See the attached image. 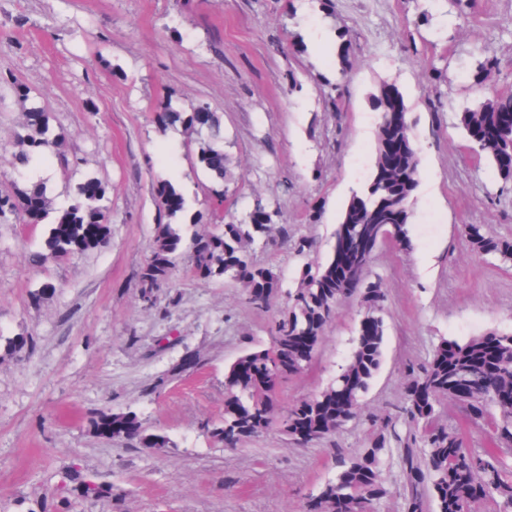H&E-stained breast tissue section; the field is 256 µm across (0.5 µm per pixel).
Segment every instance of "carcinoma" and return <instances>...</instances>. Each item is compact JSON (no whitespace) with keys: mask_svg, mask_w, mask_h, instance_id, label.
Listing matches in <instances>:
<instances>
[{"mask_svg":"<svg viewBox=\"0 0 512 512\" xmlns=\"http://www.w3.org/2000/svg\"><path fill=\"white\" fill-rule=\"evenodd\" d=\"M0 87L13 91L23 101L29 100L22 81L13 73H0ZM385 85L371 95L373 109L380 113L377 144L371 174L361 191L347 202L333 233L334 245L327 258L305 266L298 288L288 293V314L279 319L272 331L269 346L250 351L236 359L224 372V391L228 410L224 420L213 427L212 434L228 441L226 447L237 445L239 429L248 427L257 433L273 420V391L283 374L274 360L279 353L293 359L289 373L308 370L315 359L328 323L334 318L338 304L356 298L364 307V316L373 324L369 336L357 335L347 363L333 383L290 410L286 419L289 435L294 426L308 427L317 439L336 432L345 423L356 419L362 410L361 397L378 373L383 356L385 326L380 312L386 300L382 283L373 280L369 268L373 251L366 246L380 242L387 224L400 217L397 224L399 241L395 246L405 250L410 246L408 226L410 203L419 184V155L413 151L398 165L386 166L387 149L396 139L414 136V123H398L396 109L409 111L404 96L393 103L384 96ZM208 110L205 125L196 124L197 112ZM512 112V94L497 95L480 102L457 115L469 149L476 157L493 167L503 183H512V171L501 167V158L512 153V128L501 130L497 139L483 144L473 141L479 131L499 124L501 115ZM23 134L17 140L18 150L13 168L23 173L45 164L55 157L64 166L76 165L68 159L64 143L54 133L50 113L42 106L27 108ZM158 121L162 125L180 123L188 132L199 136L198 142L186 143L189 155L218 185L217 200H224L232 180L228 159L221 143L224 129L221 116L202 103L189 112H177L166 105ZM156 199L162 223L152 243L158 255L179 257L183 254L184 235L174 219L187 208L184 193L170 178L157 181ZM97 186L96 196L89 194ZM38 200L43 219L48 223L44 250L31 255L40 264L52 258L92 251L109 234L106 224L108 198L102 183L89 176L79 183L68 204L53 207L45 183L23 182L15 194L0 197V213L21 214L25 200ZM253 210L264 213L266 222L252 224L248 220H231L216 233L194 234L189 253L192 266L210 277H228L247 288L249 303L267 309L278 294V277L273 269L254 265L248 246L255 237L264 235L274 224L276 213L258 200ZM356 211L362 223L349 224L347 214ZM462 235L479 255L497 248L498 237L484 225L462 226ZM169 265L152 262L140 276L143 297L151 298L154 289L165 280ZM497 338L496 349L485 351V336H475L465 342L442 340L431 359L406 383L402 416L413 432L414 447L402 456L404 472V512H472L476 499L474 487L483 488V499L496 503L499 512H512V475L499 467L497 449L512 446V407H497L488 417L492 427L491 446L481 451L468 448L461 432L450 428L440 419L444 400L456 402L464 415L476 401H487L499 387H512V332H491ZM393 421L383 422L381 429L360 448L341 460L335 480L320 488L323 512H372L389 491L381 475V456L385 450V432Z\"/></svg>","mask_w":512,"mask_h":512,"instance_id":"1","label":"carcinoma"}]
</instances>
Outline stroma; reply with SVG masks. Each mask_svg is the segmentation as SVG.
I'll list each match as a JSON object with an SVG mask.
<instances>
[{"instance_id": "stroma-1", "label": "stroma", "mask_w": 512, "mask_h": 512, "mask_svg": "<svg viewBox=\"0 0 512 512\" xmlns=\"http://www.w3.org/2000/svg\"><path fill=\"white\" fill-rule=\"evenodd\" d=\"M489 49L499 59L482 87L468 73ZM0 70L19 76L53 116L69 157L44 180L61 205L89 175L109 200V234L94 251L32 264L43 224L0 220V512H301L333 480L341 457L367 447L375 424L396 415L411 369L444 339L512 330V265L474 253L465 224L512 238V186L474 162L456 115L512 93V0H0ZM396 85L414 120L420 184L412 245H380L372 274L386 290L382 364L363 411L335 435L301 445L289 409L331 384L353 346L362 308L339 304L312 368L284 377L277 424L225 447L224 371L270 340L306 263L326 258L353 191L371 173L377 112L369 97ZM204 103L224 122L236 179L224 211L242 219L260 197L275 210L270 233L249 247L280 292L254 309L241 284L197 276L179 258L143 300L139 279L160 222L153 184L172 178L187 198L185 234L212 230L209 180L186 157L180 124H159L164 104ZM27 105L0 92V195L10 177ZM312 237L303 256L297 240ZM47 289L40 306L31 293ZM29 348L8 354L17 335ZM134 411L162 450L105 440L100 412ZM386 438L378 512H403L402 455L409 427ZM93 476L111 497L86 501Z\"/></svg>"}]
</instances>
